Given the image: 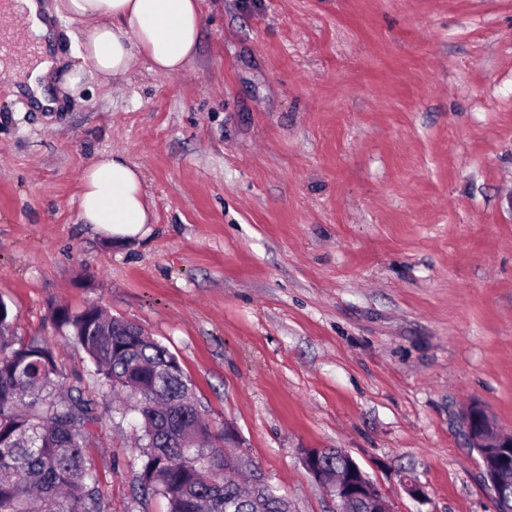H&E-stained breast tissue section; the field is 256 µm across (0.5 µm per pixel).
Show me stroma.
Segmentation results:
<instances>
[{
  "label": "stroma",
  "instance_id": "obj_1",
  "mask_svg": "<svg viewBox=\"0 0 512 512\" xmlns=\"http://www.w3.org/2000/svg\"><path fill=\"white\" fill-rule=\"evenodd\" d=\"M195 59L101 83L80 22L73 87L33 108L0 81V299L55 345L95 303L174 353L209 418L285 490L335 504L305 448H341L397 512H496L460 416L512 431V0H200ZM119 153L154 215L112 242L78 216L82 170ZM106 512L133 495V420L88 437ZM414 475L426 497L404 490Z\"/></svg>",
  "mask_w": 512,
  "mask_h": 512
}]
</instances>
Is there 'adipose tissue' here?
Instances as JSON below:
<instances>
[{"label":"adipose tissue","mask_w":512,"mask_h":512,"mask_svg":"<svg viewBox=\"0 0 512 512\" xmlns=\"http://www.w3.org/2000/svg\"><path fill=\"white\" fill-rule=\"evenodd\" d=\"M69 14L86 31L83 56L103 79L127 75L138 55L154 72L182 71L195 57L202 17L199 0H0V25L23 53L0 60V71L15 76L19 91L42 108L56 105L54 18ZM77 207L84 223L128 242L145 236L151 221L143 177L120 154H109L80 176Z\"/></svg>","instance_id":"adipose-tissue-1"}]
</instances>
